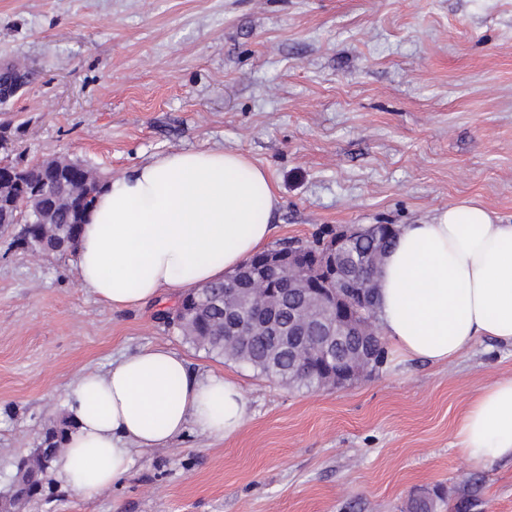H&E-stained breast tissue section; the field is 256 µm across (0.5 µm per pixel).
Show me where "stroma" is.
<instances>
[{
	"label": "stroma",
	"instance_id": "35a3bbf8",
	"mask_svg": "<svg viewBox=\"0 0 512 512\" xmlns=\"http://www.w3.org/2000/svg\"><path fill=\"white\" fill-rule=\"evenodd\" d=\"M0 163L66 157L100 181L160 153L235 150L279 196L271 246L349 224H419L465 199L512 222V0H0ZM0 234V492L68 415L76 378L147 345L242 388L233 438L188 431L86 498L51 473L23 512H512V464L456 445L468 400L512 374L477 342L441 367L388 350L307 390L187 343L182 292L115 311L74 255Z\"/></svg>",
	"mask_w": 512,
	"mask_h": 512
}]
</instances>
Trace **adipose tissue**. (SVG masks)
I'll return each mask as SVG.
<instances>
[{"label":"adipose tissue","mask_w":512,"mask_h":512,"mask_svg":"<svg viewBox=\"0 0 512 512\" xmlns=\"http://www.w3.org/2000/svg\"><path fill=\"white\" fill-rule=\"evenodd\" d=\"M279 205L267 172L240 152L156 156L96 195L77 250L80 285L125 310L221 279L267 246ZM375 282L382 331L407 355L450 364L482 339L512 345V223L475 201L401 225ZM68 410L54 476L85 496L110 489L140 450L190 429L224 440L249 418L234 381L195 373L163 345L81 375ZM456 437L475 464L512 463V375L473 395Z\"/></svg>","instance_id":"adipose-tissue-1"}]
</instances>
